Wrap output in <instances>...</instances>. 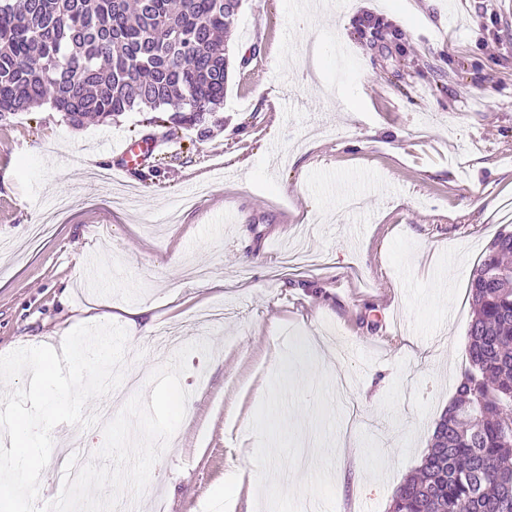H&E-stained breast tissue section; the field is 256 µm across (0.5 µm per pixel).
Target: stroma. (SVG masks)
I'll return each instance as SVG.
<instances>
[{
	"mask_svg": "<svg viewBox=\"0 0 512 512\" xmlns=\"http://www.w3.org/2000/svg\"><path fill=\"white\" fill-rule=\"evenodd\" d=\"M504 3L348 0L299 34L296 0H241L223 125L126 176L107 170L120 145L164 134L143 113L0 122V355L147 304L124 366L144 394L182 345L211 344L138 512H389L468 364L477 261L512 229ZM366 10L401 37L358 30ZM128 187L136 208L112 209Z\"/></svg>",
	"mask_w": 512,
	"mask_h": 512,
	"instance_id": "35a3bbf8",
	"label": "stroma"
}]
</instances>
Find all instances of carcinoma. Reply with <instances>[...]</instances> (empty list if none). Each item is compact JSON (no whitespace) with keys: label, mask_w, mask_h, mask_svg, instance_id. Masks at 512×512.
<instances>
[{"label":"carcinoma","mask_w":512,"mask_h":512,"mask_svg":"<svg viewBox=\"0 0 512 512\" xmlns=\"http://www.w3.org/2000/svg\"><path fill=\"white\" fill-rule=\"evenodd\" d=\"M239 0H0V121L45 104L80 127L125 112L200 135L224 103ZM466 368L390 512H512V231L470 282Z\"/></svg>","instance_id":"1"}]
</instances>
